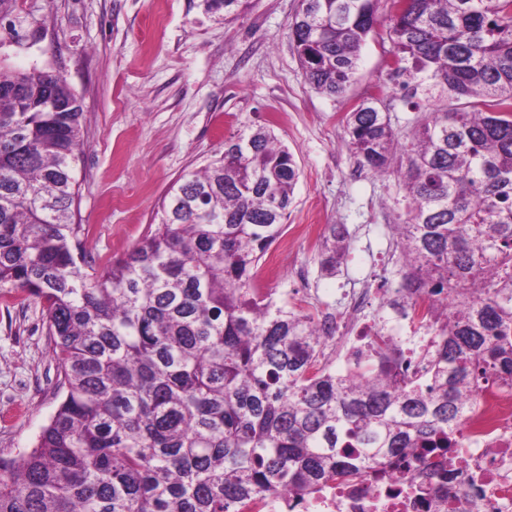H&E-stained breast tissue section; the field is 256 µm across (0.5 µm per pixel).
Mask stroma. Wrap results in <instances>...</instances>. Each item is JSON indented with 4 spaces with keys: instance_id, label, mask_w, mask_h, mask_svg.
<instances>
[{
    "instance_id": "obj_1",
    "label": "stroma",
    "mask_w": 512,
    "mask_h": 512,
    "mask_svg": "<svg viewBox=\"0 0 512 512\" xmlns=\"http://www.w3.org/2000/svg\"><path fill=\"white\" fill-rule=\"evenodd\" d=\"M299 0H248L235 18L203 0H8L0 21V68L61 75L82 106L79 199L75 223L86 254L105 262L124 255L153 224L169 187L205 166L224 142L252 125L273 128L293 153L300 176L282 237L293 251L269 257L275 281L259 286L302 308L307 293L338 300L359 280H400L389 263L394 227L407 218L395 174L359 167L344 120L361 98L380 93L394 128L407 136L438 98L412 111L388 81L383 42L391 0L361 52L355 79L336 97L307 82L289 23ZM302 224H343L348 249L335 275L320 270V247L297 235ZM42 304L0 288V456L36 443L60 401L56 363Z\"/></svg>"
}]
</instances>
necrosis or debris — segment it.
Instances as JSON below:
<instances>
[{"mask_svg":"<svg viewBox=\"0 0 512 512\" xmlns=\"http://www.w3.org/2000/svg\"><path fill=\"white\" fill-rule=\"evenodd\" d=\"M440 307L423 288L361 282L347 291L341 307L315 311L322 362L349 378L384 361L402 363L403 374H412L407 359L437 351L434 316ZM450 440L454 464L431 454L402 474L388 467L335 479L301 499L291 491L261 495L239 504L237 512H512V383L482 382L475 406Z\"/></svg>","mask_w":512,"mask_h":512,"instance_id":"necrosis-or-debris-1","label":"necrosis or debris"}]
</instances>
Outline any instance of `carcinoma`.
I'll list each match as a JSON object with an SVG mask.
<instances>
[{"label": "carcinoma", "mask_w": 512, "mask_h": 512, "mask_svg": "<svg viewBox=\"0 0 512 512\" xmlns=\"http://www.w3.org/2000/svg\"><path fill=\"white\" fill-rule=\"evenodd\" d=\"M379 2L300 0L289 36L315 90L347 91ZM246 3L206 7L227 18ZM385 36L407 100L438 88L440 109L401 142L369 95L347 143L358 165L402 177L404 287L458 298L439 314L438 363L398 384L316 370L312 316L254 288L299 179L272 129L225 140L125 257L96 268L73 222L78 99L59 74L0 69V88L18 90L0 95V286L42 303L63 388L36 445L0 457V512H232L302 496L448 451L481 381L512 380V0H411ZM324 243L333 274L345 236L330 224Z\"/></svg>", "instance_id": "1"}]
</instances>
